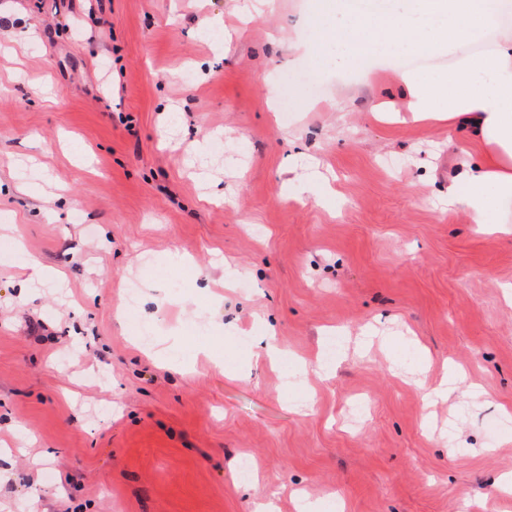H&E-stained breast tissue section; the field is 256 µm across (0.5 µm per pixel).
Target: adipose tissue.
<instances>
[{"label": "adipose tissue", "mask_w": 512, "mask_h": 512, "mask_svg": "<svg viewBox=\"0 0 512 512\" xmlns=\"http://www.w3.org/2000/svg\"><path fill=\"white\" fill-rule=\"evenodd\" d=\"M321 7L332 18L323 43L336 70L355 68L363 55L453 56L444 70L398 73L411 97V118L465 131L480 154L479 162L462 161L448 185L449 203L474 224L512 214V36L482 55L466 50L512 11V0H379L368 9L323 0Z\"/></svg>", "instance_id": "adipose-tissue-1"}]
</instances>
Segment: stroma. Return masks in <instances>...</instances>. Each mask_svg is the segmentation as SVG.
Returning <instances> with one entry per match:
<instances>
[{
    "label": "stroma",
    "instance_id": "35a3bbf8",
    "mask_svg": "<svg viewBox=\"0 0 512 512\" xmlns=\"http://www.w3.org/2000/svg\"><path fill=\"white\" fill-rule=\"evenodd\" d=\"M312 2L0 0V512H512V226L449 205L463 133L301 56ZM448 366L487 397L426 404Z\"/></svg>",
    "mask_w": 512,
    "mask_h": 512
}]
</instances>
